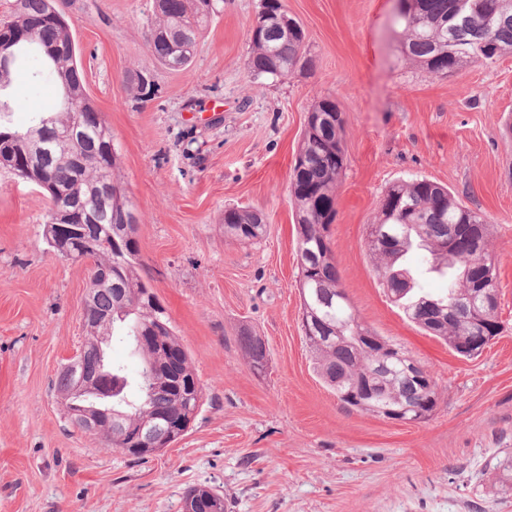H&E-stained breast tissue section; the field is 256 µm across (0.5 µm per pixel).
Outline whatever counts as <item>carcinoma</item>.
<instances>
[{
  "instance_id": "cac0c4a2",
  "label": "carcinoma",
  "mask_w": 512,
  "mask_h": 512,
  "mask_svg": "<svg viewBox=\"0 0 512 512\" xmlns=\"http://www.w3.org/2000/svg\"><path fill=\"white\" fill-rule=\"evenodd\" d=\"M157 17L147 34L151 55L159 63L185 70L191 63L197 40L216 12L214 0H156ZM406 39L404 54L432 73L459 72L466 62H492L506 51L512 52V0H423L421 12L402 16ZM283 32L274 26L265 36L251 40L247 62L256 79H284L296 66L304 67V33L301 24ZM41 57L60 90V109L48 115L36 114L26 126H15L7 117L23 109L10 95L12 75L23 69L31 54ZM9 57L7 68L0 67V167L12 170V157L30 152V131L48 126L72 131L65 146L43 155H34L29 170L14 171L20 179L43 189L50 199L45 225L52 224L53 211L70 213L73 223L91 224L93 235L81 234L52 244L65 247L68 258L84 261L89 273H105L112 287L90 277L93 311L112 315L104 326V335L121 330L141 358L136 376L110 365L112 370V413L121 417L124 427L151 421L154 415L189 425L201 407L203 389L184 348L150 283L144 278L136 241L125 238L124 213L131 204L118 177L119 155L112 143V131L105 121L97 120L98 110L88 98L77 63L76 45L64 17L54 0H15L13 15L0 31V59ZM331 101L324 98L311 104L293 168L298 225V287L302 300V319L309 322L313 334L304 335L312 353L314 370L347 408L384 416L383 409H403L413 414L437 404V392L420 394L418 385L403 374L408 355L400 347H388L384 360L389 373L375 370L372 342L376 334L364 325L350 306L342 288L329 242V226L336 217V184L344 168V159L336 153L342 139L331 116ZM448 199L442 209L430 205L429 187ZM399 196L408 210L392 221L391 230L407 236L412 244L386 251L366 240L376 269L388 288L396 287L390 274L402 267L403 257L414 249L423 251L421 272L448 276V289L437 297L405 289L399 302L412 306L421 299L433 300L445 310L459 306L469 292L470 279L465 265L473 259L470 235L456 236L453 246L440 247L452 224H485L476 211L457 203L448 189L426 178L400 181L390 185L383 197ZM266 225L246 209L224 211V236L243 244L260 241ZM422 329L455 347L460 338L481 335V328L465 320L434 325L426 317L416 320ZM151 336L159 342L153 349L140 343L139 337ZM243 356L250 369L261 374L267 367L265 340L249 331L240 336ZM375 384L376 395L362 397L367 385ZM100 438L117 450L126 444L124 433L108 426Z\"/></svg>"
}]
</instances>
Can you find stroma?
Here are the masks:
<instances>
[{"mask_svg":"<svg viewBox=\"0 0 512 512\" xmlns=\"http://www.w3.org/2000/svg\"><path fill=\"white\" fill-rule=\"evenodd\" d=\"M308 65L284 80L246 67L260 0H219L187 70L155 61V0H56L88 98L112 129L146 274L187 350L203 404L187 432L139 461L68 420L54 390L85 333V264L50 248V205L0 169V512H182L195 486L227 512H512V53L438 76L402 53L395 0H282ZM154 96L137 98V75ZM25 111L59 108L37 61ZM335 102L346 168L329 238L361 321L433 378L422 422L349 410L313 370L301 328L290 175L307 111ZM427 178L482 214L503 330L458 356L387 297L366 249L389 184ZM261 214L254 244L225 239L226 209ZM262 336L254 374L239 336Z\"/></svg>","mask_w":512,"mask_h":512,"instance_id":"stroma-1","label":"stroma"}]
</instances>
